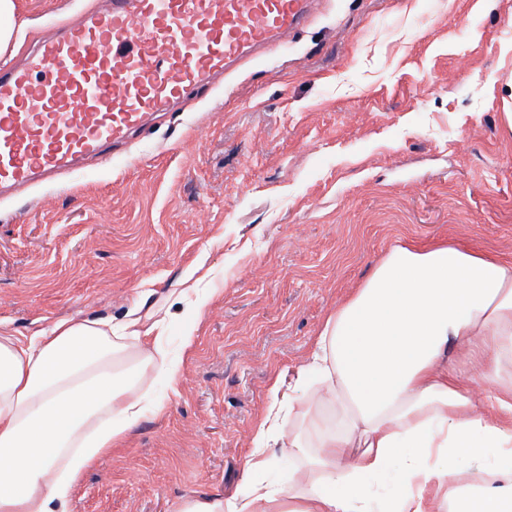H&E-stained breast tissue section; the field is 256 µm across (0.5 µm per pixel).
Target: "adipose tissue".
I'll list each match as a JSON object with an SVG mask.
<instances>
[{"label":"adipose tissue","mask_w":512,"mask_h":512,"mask_svg":"<svg viewBox=\"0 0 512 512\" xmlns=\"http://www.w3.org/2000/svg\"><path fill=\"white\" fill-rule=\"evenodd\" d=\"M129 313L0 331V512H56L179 363ZM465 348L474 370L446 364ZM245 488L173 512H512V259L448 240L391 246L276 377ZM305 466L268 481V449ZM477 463L470 471L469 463Z\"/></svg>","instance_id":"adipose-tissue-1"}]
</instances>
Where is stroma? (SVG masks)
Here are the masks:
<instances>
[{"instance_id":"stroma-1","label":"stroma","mask_w":512,"mask_h":512,"mask_svg":"<svg viewBox=\"0 0 512 512\" xmlns=\"http://www.w3.org/2000/svg\"><path fill=\"white\" fill-rule=\"evenodd\" d=\"M24 53L94 0H15ZM512 0H329L127 153L0 205V329L163 320L176 390L86 471L68 512H171L244 489L281 373L390 244L512 258ZM163 414H155L156 405Z\"/></svg>"}]
</instances>
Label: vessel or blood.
Returning <instances> with one entry per match:
<instances>
[{"label": "vessel or blood", "mask_w": 512, "mask_h": 512, "mask_svg": "<svg viewBox=\"0 0 512 512\" xmlns=\"http://www.w3.org/2000/svg\"><path fill=\"white\" fill-rule=\"evenodd\" d=\"M323 0H96L0 65V197L51 181L146 130Z\"/></svg>", "instance_id": "vessel-or-blood-1"}]
</instances>
